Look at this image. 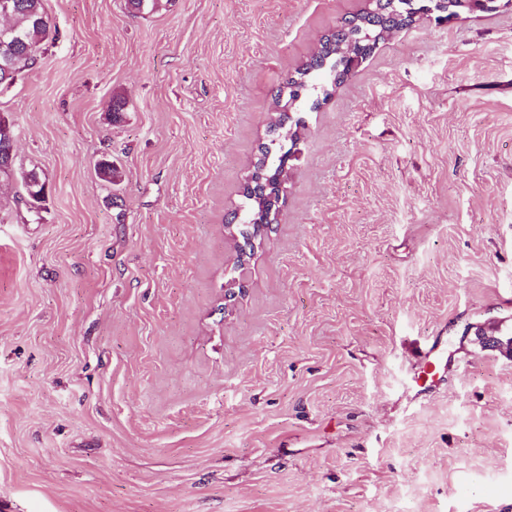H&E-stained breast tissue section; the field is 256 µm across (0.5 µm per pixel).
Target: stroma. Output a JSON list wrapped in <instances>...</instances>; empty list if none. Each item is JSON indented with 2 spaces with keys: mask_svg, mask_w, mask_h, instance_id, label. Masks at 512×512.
<instances>
[{
  "mask_svg": "<svg viewBox=\"0 0 512 512\" xmlns=\"http://www.w3.org/2000/svg\"><path fill=\"white\" fill-rule=\"evenodd\" d=\"M370 2L44 0L0 93V512H512V5L419 18L301 106L235 264L275 90ZM289 153L290 149L275 158L273 149L267 146L261 152L263 159L260 157L257 159L250 177L253 189L247 192L243 188V197L246 200L244 206H247L250 212L249 214L251 215L249 224L246 226L247 229L251 228L254 230L258 224L277 223V206H275L272 212L271 219H268L273 205L269 198L273 196L276 202L280 198L282 191L281 175L284 171V165L288 160ZM255 220L256 222L252 224Z\"/></svg>",
  "mask_w": 512,
  "mask_h": 512,
  "instance_id": "stroma-1",
  "label": "stroma"
}]
</instances>
